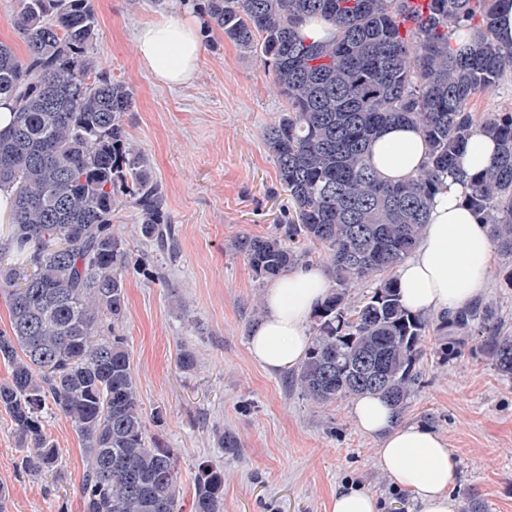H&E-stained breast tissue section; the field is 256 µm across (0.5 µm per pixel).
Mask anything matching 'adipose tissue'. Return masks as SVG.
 I'll return each mask as SVG.
<instances>
[{
	"label": "adipose tissue",
	"instance_id": "adipose-tissue-1",
	"mask_svg": "<svg viewBox=\"0 0 512 512\" xmlns=\"http://www.w3.org/2000/svg\"><path fill=\"white\" fill-rule=\"evenodd\" d=\"M142 67L156 81H190L200 59L198 30L191 17L164 18L142 25L136 36ZM428 147L410 126L384 129L371 150L372 166L386 179L412 175L427 159ZM469 185L448 174L434 195L417 249L396 269L401 299L411 311L435 313L481 299L494 248L489 226L467 205ZM330 289L327 275L303 265L273 280L264 314L248 338L251 357L268 373L299 366L310 346L309 316ZM352 413L362 433L379 438L378 459L394 484L412 493L421 512H456L451 490L457 462L444 439L428 427L399 423L389 402L377 396L357 398Z\"/></svg>",
	"mask_w": 512,
	"mask_h": 512
}]
</instances>
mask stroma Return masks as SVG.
Instances as JSON below:
<instances>
[{
  "instance_id": "35a3bbf8",
  "label": "stroma",
  "mask_w": 512,
  "mask_h": 512,
  "mask_svg": "<svg viewBox=\"0 0 512 512\" xmlns=\"http://www.w3.org/2000/svg\"><path fill=\"white\" fill-rule=\"evenodd\" d=\"M97 45L115 79L135 95L125 117L130 139L148 156L163 185L180 252L159 275L139 266L125 273L124 331L149 426L181 457L180 492L190 507L195 467L224 470V512H332L337 490L374 496L380 512H420L391 483L378 461V439L363 434L345 398L327 407L285 387V374H267L248 351L251 310L263 300L258 279L236 250L243 236H265L285 220L287 198L268 156L263 132L285 108L267 68L222 34L200 29L194 79L157 84L141 68L135 36L145 23L180 17L177 0H94ZM484 302L512 331V260L495 256ZM422 382L402 421L435 430L458 463L451 494L457 512L478 497L485 512H512V378L502 375L473 336L447 358L427 341ZM192 350L196 369L177 363ZM227 429L238 454L215 448L212 432ZM46 433L60 450L57 472L20 476L9 417L0 412V483L11 492L9 512H83L86 462L70 422L48 415Z\"/></svg>"
}]
</instances>
